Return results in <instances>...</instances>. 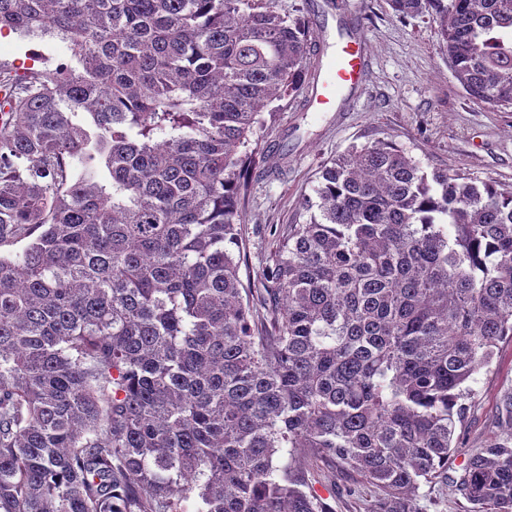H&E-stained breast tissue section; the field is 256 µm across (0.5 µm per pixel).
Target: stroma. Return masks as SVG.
Segmentation results:
<instances>
[{
    "label": "stroma",
    "instance_id": "stroma-1",
    "mask_svg": "<svg viewBox=\"0 0 512 512\" xmlns=\"http://www.w3.org/2000/svg\"><path fill=\"white\" fill-rule=\"evenodd\" d=\"M277 12L310 23L309 57L321 66L339 43L360 40L368 59L359 90L329 112L309 111L304 91L272 103L248 148L258 162L241 202V269L255 315L271 311L264 272L279 237L305 222L302 204L313 195L321 166L348 150L384 140L402 148L425 171H448L467 180L512 186V107L491 109L471 98L448 63L435 11L398 18L387 0H275ZM67 61L66 43L0 31V62L40 67ZM468 410L455 433L447 469L417 491V512H470L460 479L471 450L499 432L496 405L512 391V340L504 339L489 366L476 374ZM310 485L324 486L330 512H370L381 488L329 459L300 460Z\"/></svg>",
    "mask_w": 512,
    "mask_h": 512
}]
</instances>
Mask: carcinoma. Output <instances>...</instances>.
Wrapping results in <instances>:
<instances>
[{
	"label": "carcinoma",
	"instance_id": "1",
	"mask_svg": "<svg viewBox=\"0 0 512 512\" xmlns=\"http://www.w3.org/2000/svg\"><path fill=\"white\" fill-rule=\"evenodd\" d=\"M388 2L434 7L463 89L512 106V0ZM4 27L71 62L0 64V512H327L299 457L415 512L512 337V187L350 147L279 239L258 331L246 147L305 81V24L273 0H0ZM496 411L471 512H512V392Z\"/></svg>",
	"mask_w": 512,
	"mask_h": 512
}]
</instances>
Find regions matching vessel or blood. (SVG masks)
Segmentation results:
<instances>
[{"label": "vessel or blood", "instance_id": "b4317fda", "mask_svg": "<svg viewBox=\"0 0 512 512\" xmlns=\"http://www.w3.org/2000/svg\"><path fill=\"white\" fill-rule=\"evenodd\" d=\"M365 68L366 58L357 41L340 44L334 56L326 59L322 72L308 91L309 111H327L345 92L359 87Z\"/></svg>", "mask_w": 512, "mask_h": 512}]
</instances>
